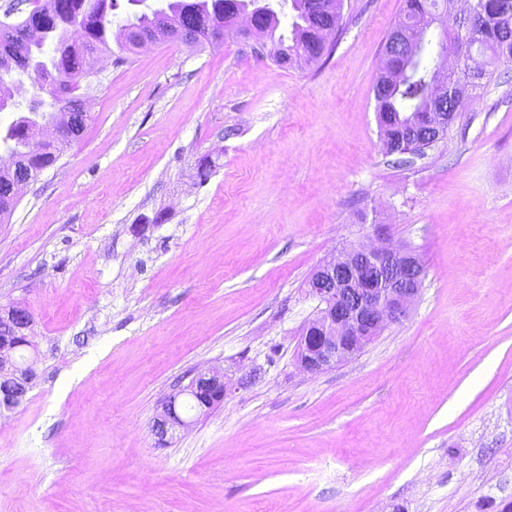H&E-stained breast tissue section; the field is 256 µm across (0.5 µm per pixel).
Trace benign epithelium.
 Returning <instances> with one entry per match:
<instances>
[{"label":"benign epithelium","instance_id":"1","mask_svg":"<svg viewBox=\"0 0 512 512\" xmlns=\"http://www.w3.org/2000/svg\"><path fill=\"white\" fill-rule=\"evenodd\" d=\"M258 14L248 13L247 22L236 25L235 31L244 39L258 35ZM434 99L437 112H427L421 123L439 138L448 131L456 113L448 111V88L435 83ZM71 138L65 125L52 128L51 136L42 138L30 132L32 145ZM26 180H15L0 190V201L9 206L20 198ZM424 269L417 256L402 248L390 246L357 247L345 250L320 264L308 281V292L318 299L320 307L313 321L303 331L297 349V365L307 374H317L357 355L390 324L407 316L409 306L419 293ZM0 320L9 325V335L0 338V367L10 368L7 378L27 373L36 377L35 358L20 361L16 357L14 339L22 337L25 346L34 348L29 330L33 325L30 311L22 305H9L0 309ZM182 394H196L209 390L224 399L227 382L224 372L211 368L196 372L188 384L181 387ZM190 425L180 413L179 397H172L161 406L153 424L155 434L164 439Z\"/></svg>","mask_w":512,"mask_h":512}]
</instances>
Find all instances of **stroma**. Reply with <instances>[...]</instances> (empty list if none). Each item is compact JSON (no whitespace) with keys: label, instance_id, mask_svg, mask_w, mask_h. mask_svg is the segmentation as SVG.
I'll list each match as a JSON object with an SVG mask.
<instances>
[{"label":"stroma","instance_id":"1","mask_svg":"<svg viewBox=\"0 0 512 512\" xmlns=\"http://www.w3.org/2000/svg\"><path fill=\"white\" fill-rule=\"evenodd\" d=\"M401 6L343 0L303 68L228 35L83 78L91 122L0 224V306L30 310L37 350L0 413V512H512V81L396 163L373 85ZM378 224L422 261L418 296L303 373L311 272ZM206 368L230 392L158 441ZM180 387L182 392L163 402L161 411L154 420L153 428L160 440H164L169 433L173 434L177 430L187 428L190 425V422L184 419L180 413V396L193 395L209 390L216 392L219 400L222 401L226 395L228 385L224 381V373L211 368L199 370L191 377L187 385Z\"/></svg>","mask_w":512,"mask_h":512}]
</instances>
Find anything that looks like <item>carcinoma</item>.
<instances>
[{
    "mask_svg": "<svg viewBox=\"0 0 512 512\" xmlns=\"http://www.w3.org/2000/svg\"><path fill=\"white\" fill-rule=\"evenodd\" d=\"M268 0H167L166 17L173 29H188L195 21V43H210L221 30L231 32L227 24L251 9L264 15L263 37L270 42V55L278 59L281 51L296 59L295 66L309 65L331 54L333 45L321 41L320 31L326 26L341 27V11L313 9V0H291L293 10L290 35L277 33L280 19L275 7H265ZM117 0H43L38 12L29 20L35 26V38L22 36L0 44V112L12 102L10 77L14 73L35 74V92L28 105V115L13 121L3 136L8 154L29 165V174L37 175L56 164L64 149L71 144H58L34 149L24 130L40 122L49 123L59 114L71 115L73 139L82 136L91 113L84 110V97L78 86L69 81L75 72L93 74L94 55L110 50L109 41L116 40L120 50L132 52L131 40L150 32L157 11L150 8L118 25L112 32L110 16ZM445 7V0H403L402 17L397 27L412 32L415 47L392 63L399 72L387 85H374L373 94L381 100L378 111L390 113L389 124L395 132L408 130L427 111L436 77L448 69L450 87H463L476 94L495 78L498 64H511L503 46L512 43V0H470V11L486 20L483 30L475 32L459 27L449 39L451 63L443 64L440 45L427 38L426 28ZM485 58L477 75H469V59Z\"/></svg>",
    "mask_w": 512,
    "mask_h": 512,
    "instance_id": "cac0c4a2",
    "label": "carcinoma"
}]
</instances>
